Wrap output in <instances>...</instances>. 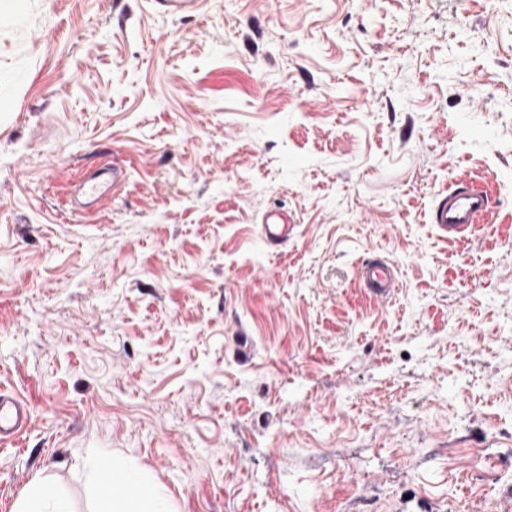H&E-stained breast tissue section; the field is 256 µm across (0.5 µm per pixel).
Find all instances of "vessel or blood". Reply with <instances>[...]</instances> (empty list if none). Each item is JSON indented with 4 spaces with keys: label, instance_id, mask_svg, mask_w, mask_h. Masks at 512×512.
<instances>
[{
    "label": "vessel or blood",
    "instance_id": "1",
    "mask_svg": "<svg viewBox=\"0 0 512 512\" xmlns=\"http://www.w3.org/2000/svg\"><path fill=\"white\" fill-rule=\"evenodd\" d=\"M152 4L162 14L182 16L200 12L205 0H152ZM490 208L491 201L486 192L461 182L439 199L433 210V222L441 233L456 236L479 223ZM296 228L293 214L277 209L265 215L262 234L269 242H284L295 234ZM360 276L381 299L392 296L398 286L393 269L381 260L362 264ZM29 424L28 404L0 392V443L16 441Z\"/></svg>",
    "mask_w": 512,
    "mask_h": 512
}]
</instances>
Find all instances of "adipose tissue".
<instances>
[{
	"instance_id": "1",
	"label": "adipose tissue",
	"mask_w": 512,
	"mask_h": 512,
	"mask_svg": "<svg viewBox=\"0 0 512 512\" xmlns=\"http://www.w3.org/2000/svg\"><path fill=\"white\" fill-rule=\"evenodd\" d=\"M112 471L120 483L106 487L102 474ZM95 507L93 512H167L159 490L152 488L132 470L108 455H100L93 472ZM16 512H73L69 499L56 492L44 479L32 480L18 503Z\"/></svg>"
}]
</instances>
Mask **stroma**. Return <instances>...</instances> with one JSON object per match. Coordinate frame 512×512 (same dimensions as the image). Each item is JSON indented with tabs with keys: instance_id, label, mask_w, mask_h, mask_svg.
Listing matches in <instances>:
<instances>
[{
	"instance_id": "35a3bbf8",
	"label": "stroma",
	"mask_w": 512,
	"mask_h": 512,
	"mask_svg": "<svg viewBox=\"0 0 512 512\" xmlns=\"http://www.w3.org/2000/svg\"><path fill=\"white\" fill-rule=\"evenodd\" d=\"M0 389V512L103 452L171 512H512V0H0ZM155 10L169 16L191 15L200 12L205 0H152ZM490 208L486 192L460 182L439 199L433 210V222L441 233L456 236L479 224ZM296 228L293 214L282 209L271 210L264 217L262 235L268 242H284L295 234ZM360 276L365 285L379 299H387L392 296L398 283L393 269L384 261L373 260L364 263L360 267ZM29 424L28 404L0 390V443L16 441Z\"/></svg>"
}]
</instances>
